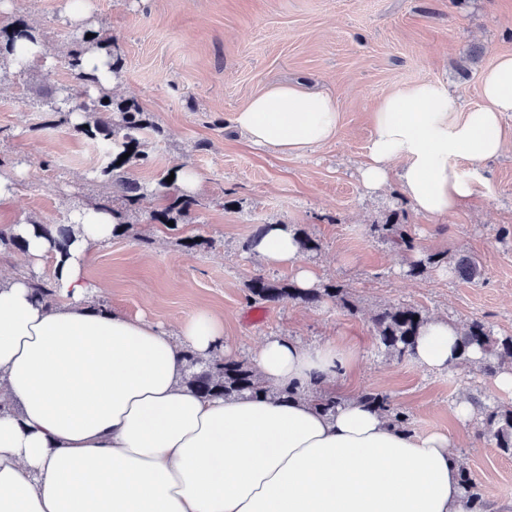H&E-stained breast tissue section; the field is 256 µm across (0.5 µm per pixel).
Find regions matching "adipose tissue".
Listing matches in <instances>:
<instances>
[{
	"mask_svg": "<svg viewBox=\"0 0 512 512\" xmlns=\"http://www.w3.org/2000/svg\"><path fill=\"white\" fill-rule=\"evenodd\" d=\"M481 93L466 110L430 80L387 94L373 113L363 185L395 176L421 215L454 212L477 193L480 165L512 147L503 124L512 56L483 74ZM339 117L330 96L288 84L253 97L234 123L251 144L299 156L333 140ZM75 222L62 249L31 223L12 227L30 263L50 260L55 301L0 272V512H466L449 435L400 430L357 398L318 409L316 392L333 391L354 360L336 343H260V379L299 392L286 403L191 391L183 353L223 355V319L200 308L169 332L94 307L86 263L117 218L89 208ZM253 250L295 269L297 287L317 286L287 225H267ZM460 332L429 320L411 358L454 366Z\"/></svg>",
	"mask_w": 512,
	"mask_h": 512,
	"instance_id": "adipose-tissue-1",
	"label": "adipose tissue"
}]
</instances>
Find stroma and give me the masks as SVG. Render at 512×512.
<instances>
[{
  "mask_svg": "<svg viewBox=\"0 0 512 512\" xmlns=\"http://www.w3.org/2000/svg\"><path fill=\"white\" fill-rule=\"evenodd\" d=\"M89 24L73 21L68 0H11L0 21L23 19L39 38L40 58L0 77V172L16 178L0 202V228L27 219L66 224L88 201H106L102 145L75 124L38 110L43 97L69 85L65 57L85 27L116 39L123 75L110 90L139 103L160 134L148 135L147 162L132 179L156 186L186 166L200 182L177 229L149 220L166 200L143 198L126 227L94 248L86 273L93 304L142 316L171 330L199 306L224 320L227 359L251 363L266 336L306 345L329 340L355 353L336 393L374 389L411 417L417 434L440 432L470 471L490 512H512V456L485 433L487 414L508 396L479 368L436 371L387 353L371 315L411 305L427 318L459 326L483 321L512 335V151L484 163L477 196L443 217L415 211L398 180L378 191L361 182L372 112L387 93L420 80L444 83L454 105L481 102L483 72L512 55V0H91ZM330 95L341 121L333 141L300 156L252 145L235 112L279 83ZM411 225L416 247L404 251L371 233L390 217ZM281 223L308 236L302 265L320 286L345 288L349 314L330 299L249 302L261 276L291 284L290 268L266 266L250 246L259 228ZM438 256L418 276L414 261ZM481 275L459 277V257ZM478 401L469 421L459 398Z\"/></svg>",
  "mask_w": 512,
  "mask_h": 512,
  "instance_id": "35a3bbf8",
  "label": "stroma"
}]
</instances>
